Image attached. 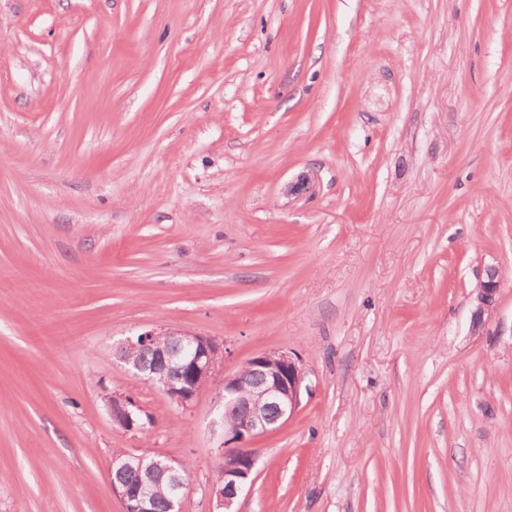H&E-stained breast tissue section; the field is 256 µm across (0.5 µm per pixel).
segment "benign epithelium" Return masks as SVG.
<instances>
[{
    "instance_id": "1",
    "label": "benign epithelium",
    "mask_w": 512,
    "mask_h": 512,
    "mask_svg": "<svg viewBox=\"0 0 512 512\" xmlns=\"http://www.w3.org/2000/svg\"><path fill=\"white\" fill-rule=\"evenodd\" d=\"M500 288L498 271L490 269L485 280L474 290L472 329L480 331L489 320ZM175 342L157 343L156 331H146L122 342L117 358L135 376L141 369L134 356L145 347L157 352L152 385L173 403L186 407L210 381L222 347L211 337L167 331ZM304 376L298 358L285 351L263 352L250 358L238 371L224 377V413L222 422L227 439L221 442L222 463L219 479L212 488L218 512H237L235 504L250 481L256 459L242 452L260 436L284 426L301 404ZM112 422L127 432L140 431L144 426L134 418L143 412L142 406L130 396L115 394L108 399ZM143 459L134 453L128 460L115 458L109 469L112 492L120 499L123 512H153L152 496L140 489L130 491L120 480L127 462Z\"/></svg>"
}]
</instances>
